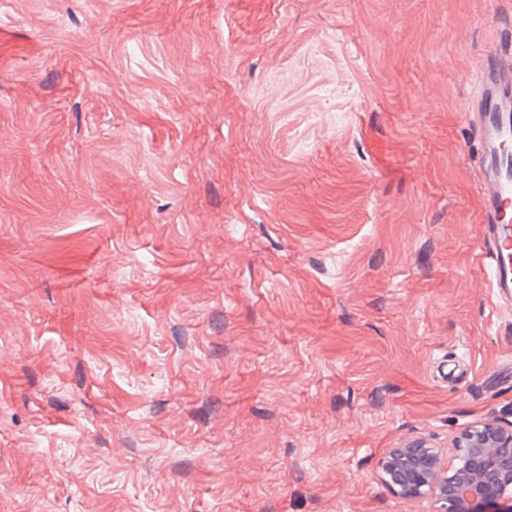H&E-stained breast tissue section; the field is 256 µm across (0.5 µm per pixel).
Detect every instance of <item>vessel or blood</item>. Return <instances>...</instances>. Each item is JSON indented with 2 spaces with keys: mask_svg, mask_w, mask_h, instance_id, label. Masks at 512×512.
Returning a JSON list of instances; mask_svg holds the SVG:
<instances>
[{
  "mask_svg": "<svg viewBox=\"0 0 512 512\" xmlns=\"http://www.w3.org/2000/svg\"><path fill=\"white\" fill-rule=\"evenodd\" d=\"M472 130L482 149L479 193L487 215L481 251L497 302H512V171L502 145L512 137V53L500 54L493 72L479 74Z\"/></svg>",
  "mask_w": 512,
  "mask_h": 512,
  "instance_id": "1",
  "label": "vessel or blood"
}]
</instances>
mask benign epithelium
<instances>
[{"mask_svg":"<svg viewBox=\"0 0 512 512\" xmlns=\"http://www.w3.org/2000/svg\"><path fill=\"white\" fill-rule=\"evenodd\" d=\"M512 423L485 419L438 448L414 438L378 461L381 481L410 500H427L431 512H512Z\"/></svg>","mask_w":512,"mask_h":512,"instance_id":"benign-epithelium-1","label":"benign epithelium"}]
</instances>
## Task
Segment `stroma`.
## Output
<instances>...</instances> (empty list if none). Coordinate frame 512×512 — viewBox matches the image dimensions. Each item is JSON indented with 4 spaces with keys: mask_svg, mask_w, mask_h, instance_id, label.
Here are the masks:
<instances>
[{
    "mask_svg": "<svg viewBox=\"0 0 512 512\" xmlns=\"http://www.w3.org/2000/svg\"><path fill=\"white\" fill-rule=\"evenodd\" d=\"M512 0H0V512H428L512 421L465 101ZM511 448V453H510ZM512 423L485 419L455 436L448 448L414 438L378 461L381 481L402 498L427 500L431 512H511Z\"/></svg>",
    "mask_w": 512,
    "mask_h": 512,
    "instance_id": "1",
    "label": "stroma"
}]
</instances>
